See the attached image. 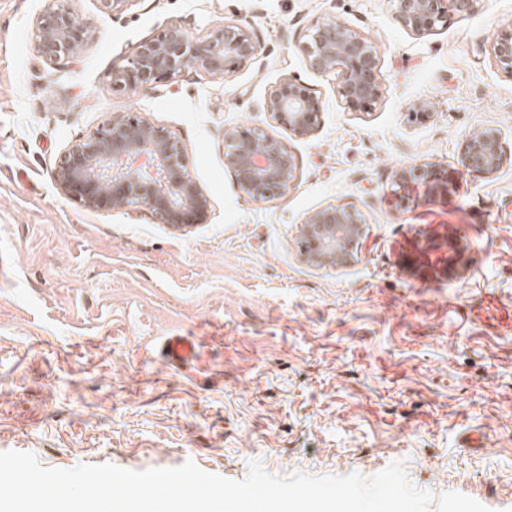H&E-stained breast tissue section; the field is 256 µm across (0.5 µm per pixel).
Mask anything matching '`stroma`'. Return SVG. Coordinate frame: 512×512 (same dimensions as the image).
<instances>
[{
    "mask_svg": "<svg viewBox=\"0 0 512 512\" xmlns=\"http://www.w3.org/2000/svg\"><path fill=\"white\" fill-rule=\"evenodd\" d=\"M49 0H0V451L41 467L130 470L194 461L242 481L402 463L428 512H512V337L468 316L512 299V74L489 51L512 0H475L434 34L407 33L390 0H131L118 15L72 0L91 36L69 64L34 50ZM335 16L372 40L382 99L345 109L336 78L304 64L308 26ZM202 38L248 24L258 63L224 78L188 68L149 91L112 71L169 24ZM290 75L320 96V126L290 138L259 106ZM419 101L432 108L411 121ZM123 112L185 145L211 208L174 229L142 209L89 211L59 192L64 148ZM259 126L297 164L285 195L254 201L224 163V132ZM498 128L492 176L458 170L463 141ZM454 170L443 197L400 203L392 172ZM358 209L357 263L314 268L300 226L328 204ZM202 346L191 367L165 337ZM485 436L480 449L463 445ZM201 345L186 336H169L163 346V355L176 366L192 365L198 361Z\"/></svg>",
    "mask_w": 512,
    "mask_h": 512,
    "instance_id": "1",
    "label": "stroma"
}]
</instances>
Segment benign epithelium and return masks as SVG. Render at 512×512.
I'll return each mask as SVG.
<instances>
[{
    "mask_svg": "<svg viewBox=\"0 0 512 512\" xmlns=\"http://www.w3.org/2000/svg\"><path fill=\"white\" fill-rule=\"evenodd\" d=\"M475 0H392L394 19L417 36L433 33L448 13H465ZM90 31L69 6L52 4L35 21L34 49L45 61L74 58ZM258 42L251 28L226 24L196 38L179 24L140 44L112 84L150 90L190 67L230 76L258 61ZM490 50L504 71L512 74V25L500 30ZM300 51L308 69L336 76L337 93L351 112H369L382 96L378 46L334 16L316 20ZM263 111L294 137L310 138L319 127L322 102L308 87L285 76L265 99ZM499 129L485 127L463 144L458 165L487 176L503 165ZM224 162L237 188L253 200L289 192L296 178L295 156L288 144L252 126L224 133ZM58 190L87 210L143 208L160 224L182 229L205 222L210 199L192 178L184 144L137 113L114 116L100 128L70 144L56 163ZM393 193L410 198L413 186L434 197L448 193L452 179L439 165L402 166L393 171ZM364 219L352 206L330 204L307 214L300 228L301 256L312 267H345L358 260Z\"/></svg>",
    "mask_w": 512,
    "mask_h": 512,
    "instance_id": "benign-epithelium-1",
    "label": "benign epithelium"
}]
</instances>
